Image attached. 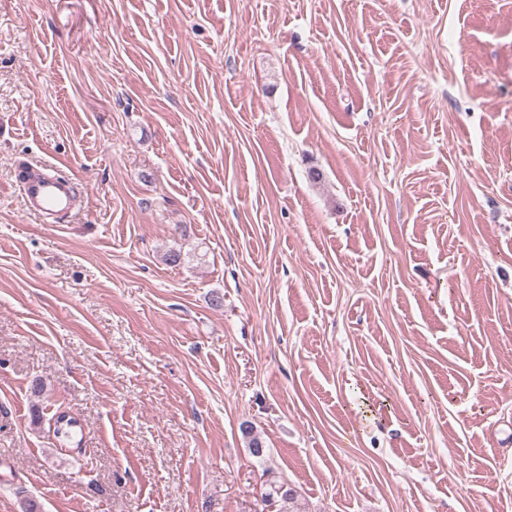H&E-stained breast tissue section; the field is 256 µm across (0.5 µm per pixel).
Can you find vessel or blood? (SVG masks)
Segmentation results:
<instances>
[{"mask_svg": "<svg viewBox=\"0 0 512 512\" xmlns=\"http://www.w3.org/2000/svg\"><path fill=\"white\" fill-rule=\"evenodd\" d=\"M21 191L27 211L43 218L64 216L74 209V184L58 173L36 172L22 182Z\"/></svg>", "mask_w": 512, "mask_h": 512, "instance_id": "1", "label": "vessel or blood"}]
</instances>
